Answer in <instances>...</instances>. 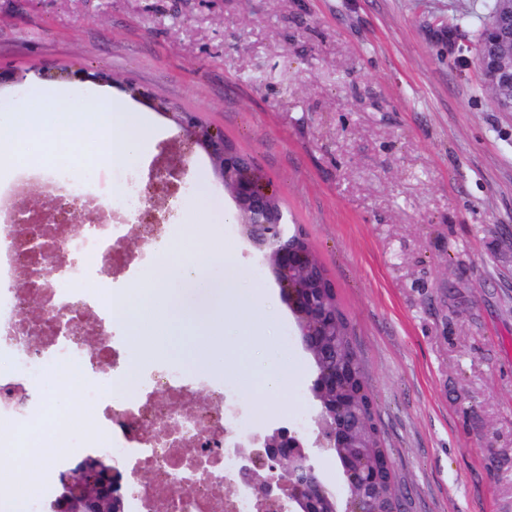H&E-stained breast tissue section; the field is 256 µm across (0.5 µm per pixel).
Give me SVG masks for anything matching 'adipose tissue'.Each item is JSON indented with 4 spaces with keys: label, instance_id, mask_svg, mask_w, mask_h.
Returning a JSON list of instances; mask_svg holds the SVG:
<instances>
[{
    "label": "adipose tissue",
    "instance_id": "adipose-tissue-1",
    "mask_svg": "<svg viewBox=\"0 0 512 512\" xmlns=\"http://www.w3.org/2000/svg\"><path fill=\"white\" fill-rule=\"evenodd\" d=\"M43 98L50 102V110L25 100L13 111L0 113V158L37 165L52 160L67 161L86 147L88 133L96 127L112 132L111 158H127L139 152L141 134L149 127L144 113L127 111L118 102L101 105L91 95L75 104L68 92L58 87L45 89ZM62 417L57 402L47 400L32 425L11 431L0 443V457L12 463L8 477L0 482V503L11 512H23L25 488L34 473L29 447L35 426Z\"/></svg>",
    "mask_w": 512,
    "mask_h": 512
}]
</instances>
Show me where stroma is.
<instances>
[{
  "instance_id": "35a3bbf8",
  "label": "stroma",
  "mask_w": 512,
  "mask_h": 512,
  "mask_svg": "<svg viewBox=\"0 0 512 512\" xmlns=\"http://www.w3.org/2000/svg\"><path fill=\"white\" fill-rule=\"evenodd\" d=\"M485 0H0V111L92 87L151 114L141 181L184 158L179 233L223 245L270 292L279 393H241L259 429L314 440L315 368L237 205L174 115L248 155L332 280L405 512H512V113L477 62ZM458 49L449 52V41ZM112 74L109 83L95 72ZM35 465L79 458L80 377L51 380Z\"/></svg>"
}]
</instances>
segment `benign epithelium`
Listing matches in <instances>:
<instances>
[{
    "label": "benign epithelium",
    "instance_id": "1",
    "mask_svg": "<svg viewBox=\"0 0 512 512\" xmlns=\"http://www.w3.org/2000/svg\"><path fill=\"white\" fill-rule=\"evenodd\" d=\"M497 11L487 18L478 44V65L490 89L498 92L495 104L501 112H512V50L506 51L512 35L506 22L512 21V0H497ZM178 124L186 131L191 143L203 148L212 159L219 175L229 167L232 175V195L249 215V227L256 245L268 250L274 261V276L282 295L296 316L312 312L316 324L300 330V339L311 355L332 349L323 347L322 322L326 312L317 308L312 291L314 278L308 285L299 281L313 272L314 257L293 247L288 239V221L283 210L268 203L269 191L251 174L252 161L224 144V136L203 128L195 113L180 112ZM184 163L158 169L150 176L149 184H160L169 194L179 189ZM344 370L335 366L316 374L311 391L320 402L318 434L313 445L307 446L292 436L285 427L257 434L247 442L228 449L237 461L235 485L254 497L259 512H314L313 503L322 505V512H367L378 489V478L364 471L363 457L343 453L341 464L348 482L347 496L341 501L320 480L315 451L329 452L336 448L364 447L365 423L362 417L345 415L339 403L326 407L323 395L336 391ZM88 474L80 485L74 484L69 472L57 477V497L54 512H100L105 504L112 512H125L127 490L122 472L107 465L91 466V460L81 463Z\"/></svg>",
    "mask_w": 512,
    "mask_h": 512
}]
</instances>
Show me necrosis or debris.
<instances>
[{
  "mask_svg": "<svg viewBox=\"0 0 512 512\" xmlns=\"http://www.w3.org/2000/svg\"><path fill=\"white\" fill-rule=\"evenodd\" d=\"M81 165H24L0 182V434L27 424L42 407L54 372L74 367L85 383L81 400L96 428L109 436L104 454L124 462L129 474L130 512H256L254 501L214 495L233 479L227 453L252 425L235 385H214L208 367L161 362L131 374L125 332L111 309L126 285L112 276V261L130 236L153 239L144 265H170L172 224H142L144 192L130 165H112L95 188ZM119 194H112V187ZM31 189L89 212L78 224H30L17 203ZM131 216L113 223L115 213ZM206 392L191 411L181 403ZM152 472L154 485L141 484Z\"/></svg>",
  "mask_w": 512,
  "mask_h": 512,
  "instance_id": "necrosis-or-debris-1",
  "label": "necrosis or debris"
}]
</instances>
